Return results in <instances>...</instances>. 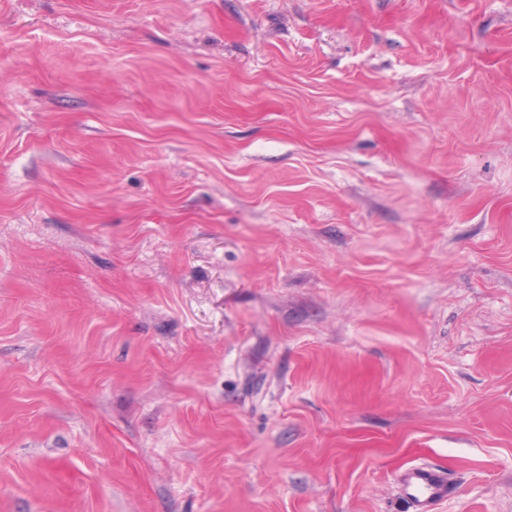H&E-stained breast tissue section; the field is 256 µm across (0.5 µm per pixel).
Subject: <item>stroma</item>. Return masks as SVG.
<instances>
[{
    "label": "stroma",
    "instance_id": "35a3bbf8",
    "mask_svg": "<svg viewBox=\"0 0 512 512\" xmlns=\"http://www.w3.org/2000/svg\"><path fill=\"white\" fill-rule=\"evenodd\" d=\"M512 512V0H0V512ZM402 495L411 512H434L448 498V475L429 465H412L402 474Z\"/></svg>",
    "mask_w": 512,
    "mask_h": 512
}]
</instances>
